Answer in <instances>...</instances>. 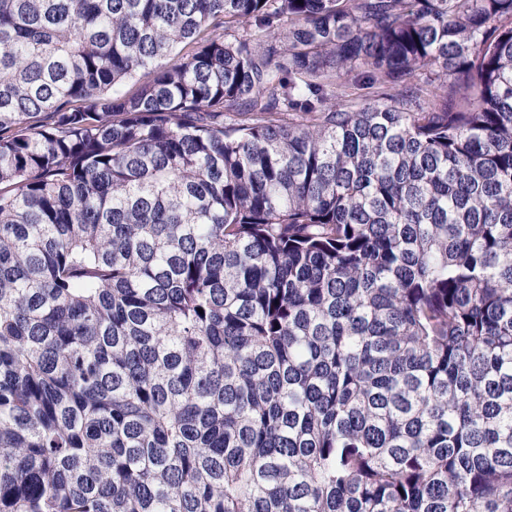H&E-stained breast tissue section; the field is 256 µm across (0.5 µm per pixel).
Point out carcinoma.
<instances>
[{"label":"carcinoma","mask_w":512,"mask_h":512,"mask_svg":"<svg viewBox=\"0 0 512 512\" xmlns=\"http://www.w3.org/2000/svg\"><path fill=\"white\" fill-rule=\"evenodd\" d=\"M0 512H512V0H0Z\"/></svg>","instance_id":"obj_1"}]
</instances>
